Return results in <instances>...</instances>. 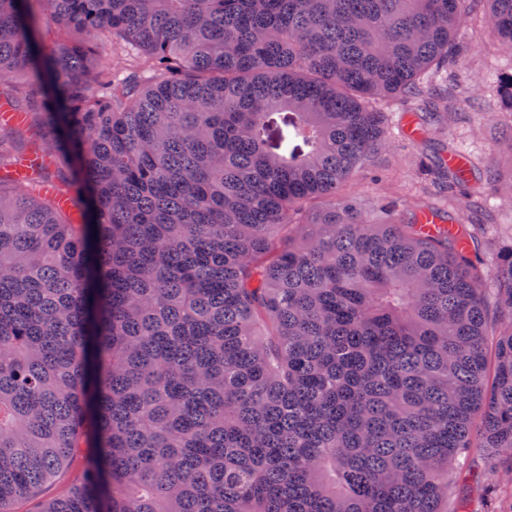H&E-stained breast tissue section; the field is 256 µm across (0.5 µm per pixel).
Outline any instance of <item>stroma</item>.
Returning a JSON list of instances; mask_svg holds the SVG:
<instances>
[{
  "instance_id": "obj_1",
  "label": "stroma",
  "mask_w": 512,
  "mask_h": 512,
  "mask_svg": "<svg viewBox=\"0 0 512 512\" xmlns=\"http://www.w3.org/2000/svg\"><path fill=\"white\" fill-rule=\"evenodd\" d=\"M488 14L487 0H474L447 68L432 76L422 95L380 99L388 114L387 146L355 170L341 199L373 214L385 199L408 211L427 199L465 223L492 225L496 243H512V112L505 110L498 87L499 76L512 71V50L491 30ZM409 112H435L439 119L421 137L411 138L403 130ZM445 143L492 162L495 174L485 182L481 199L438 185L432 156ZM83 466V457H75L36 496L17 501L15 512H40L45 501L66 495L81 484Z\"/></svg>"
}]
</instances>
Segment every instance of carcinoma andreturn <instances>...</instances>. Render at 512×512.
Wrapping results in <instances>:
<instances>
[{
    "label": "carcinoma",
    "instance_id": "1",
    "mask_svg": "<svg viewBox=\"0 0 512 512\" xmlns=\"http://www.w3.org/2000/svg\"><path fill=\"white\" fill-rule=\"evenodd\" d=\"M54 20L45 31L32 2ZM512 49V0H488ZM470 0H0V512H470L512 490V246L332 199ZM108 32L143 69L100 71ZM288 113L283 125L274 115ZM436 170L479 194L473 161ZM321 201L326 207H311ZM490 466L476 469L475 454ZM84 453L75 457L51 484L45 486L36 496L17 501L14 505L16 512H36L42 504L53 498L66 495L71 489L81 484L83 479Z\"/></svg>",
    "mask_w": 512,
    "mask_h": 512
}]
</instances>
